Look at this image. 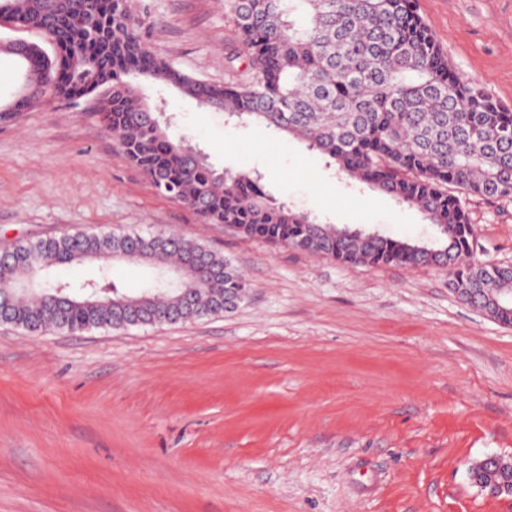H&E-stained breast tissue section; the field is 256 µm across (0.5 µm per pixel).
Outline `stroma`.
Returning a JSON list of instances; mask_svg holds the SVG:
<instances>
[{
    "mask_svg": "<svg viewBox=\"0 0 512 512\" xmlns=\"http://www.w3.org/2000/svg\"><path fill=\"white\" fill-rule=\"evenodd\" d=\"M158 57L224 84V0H126ZM458 72L512 110V0H417ZM217 169L337 226L435 241L417 209L306 142L145 83ZM481 262L512 265V198H471ZM76 231L175 233L250 288L221 316L36 335L0 322V512H512L470 468L512 461V326L451 271L342 265L203 223L159 195L96 96L0 119V252Z\"/></svg>",
    "mask_w": 512,
    "mask_h": 512,
    "instance_id": "stroma-1",
    "label": "stroma"
}]
</instances>
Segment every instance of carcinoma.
Returning <instances> with one entry per match:
<instances>
[{
  "label": "carcinoma",
  "instance_id": "carcinoma-1",
  "mask_svg": "<svg viewBox=\"0 0 512 512\" xmlns=\"http://www.w3.org/2000/svg\"><path fill=\"white\" fill-rule=\"evenodd\" d=\"M245 54L239 78L214 85L153 54L125 0H0V18L41 34L24 42L40 73L39 98L71 101L99 93L100 116L128 160L151 184L206 224L341 264L438 266L417 242L346 230L270 198L246 171L211 165L171 120L153 111L134 80L178 89L206 111L254 118L300 138L348 177L420 210L444 235L454 287L512 292V268L473 259L468 199L512 197V112L448 56L414 0H224ZM0 273L10 323L29 332H79L149 325L156 312L182 320L233 311L248 283L224 255L167 234L66 233L16 245ZM139 263L152 277L129 294L110 278H56L58 267L91 261Z\"/></svg>",
  "mask_w": 512,
  "mask_h": 512
}]
</instances>
